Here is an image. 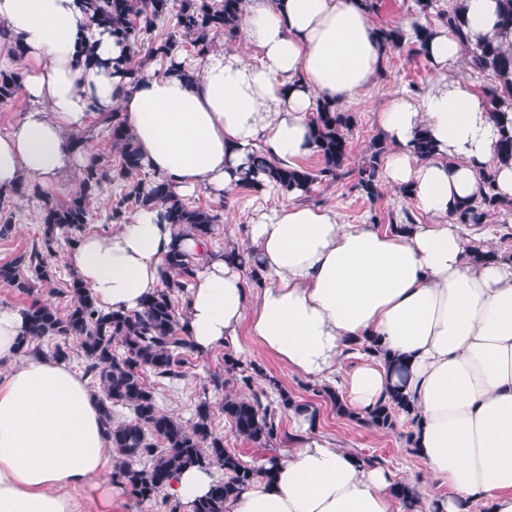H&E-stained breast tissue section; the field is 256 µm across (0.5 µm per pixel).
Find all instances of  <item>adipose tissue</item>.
<instances>
[{"label": "adipose tissue", "instance_id": "1", "mask_svg": "<svg viewBox=\"0 0 512 512\" xmlns=\"http://www.w3.org/2000/svg\"><path fill=\"white\" fill-rule=\"evenodd\" d=\"M472 40L497 36V0H462ZM0 23L32 67L21 82L34 108L0 134V192L21 179L49 188L98 153L71 150L70 133L119 112L148 172L179 197L214 199L238 182L259 151L297 168L316 154L310 119L323 100L349 101L383 72L386 51L364 0H246L243 39L257 58L206 52L194 82L177 73L129 71V51L91 19L86 0H0ZM93 46L92 60L82 49ZM436 80L422 99L393 96L376 113L389 144L388 186L405 189L420 214L394 225L344 224L336 212L291 203L246 228L244 250L212 256L207 242L175 236L155 209L137 210L109 235H84L66 263L109 310H137L162 288L166 257L179 248L199 262L188 288L184 332L201 353H242L241 336L300 375L335 383L345 355L360 362L345 381L360 413L402 384L415 417L412 449L447 486L405 510L394 475L318 436V420L292 412L301 433L277 463L225 512H512V263L476 264L449 212L475 197L478 171L496 170L512 200V162L497 158L500 127L460 71L462 47L446 28L426 43ZM427 130L436 153L413 152ZM253 253L260 287L240 265ZM24 317L0 306V512H76L84 489L112 512L114 450L99 398L64 361L22 344ZM378 343L370 351V343ZM407 367L398 379L386 354Z\"/></svg>", "mask_w": 512, "mask_h": 512}]
</instances>
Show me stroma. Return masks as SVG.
<instances>
[{
  "label": "stroma",
  "instance_id": "obj_1",
  "mask_svg": "<svg viewBox=\"0 0 512 512\" xmlns=\"http://www.w3.org/2000/svg\"><path fill=\"white\" fill-rule=\"evenodd\" d=\"M436 76L427 61L409 55L408 51H394L388 56L385 73L373 83L360 90L349 102L345 110L354 112L357 123L350 140V156L344 177L335 183L316 185L309 199L311 205L330 208L336 211L342 223H367L371 210L381 211L386 219H394L404 209L399 202L398 192L391 187H383L381 196L368 200L355 187L356 169L366 154L371 140L380 134L375 114L392 96L408 92L414 98H422L431 88ZM287 195L274 192L256 195L247 191L229 192L224 200L222 222L210 241L212 250H223L230 242L243 243L247 224L260 212L268 211L288 203ZM42 201L29 195L23 198L14 194L0 195V214L11 216L12 224L7 235L0 236V264L31 248L39 238ZM69 249L67 241L55 245L48 262L55 277L49 287L39 289V298L47 300L59 313H66L69 299L64 290L70 280L71 271L65 263ZM246 363L258 367L254 378L255 388H269L278 383L292 398L307 403L318 410V431L336 441L342 447L356 454L378 457L383 467L390 469L397 480L414 485L420 495L429 496L443 493L444 488L434 481L421 467L410 452L406 441L409 427L397 423L388 430H379L336 413L331 403L314 393L313 381L291 371L275 357L266 353L257 343L245 340ZM224 351L217 348L206 353H190L189 366L183 377L155 380L157 400L165 412L178 418L184 425H191L194 408L199 400L208 399L214 413V424L224 437V446L236 452L246 463H253L261 457L281 456L293 446L292 435L296 430L288 411H280L281 430L284 434L271 448H261L237 437L224 417L221 401L224 395H246L247 390L232 376H225L223 391H215L211 382L213 372L222 370Z\"/></svg>",
  "mask_w": 512,
  "mask_h": 512
}]
</instances>
